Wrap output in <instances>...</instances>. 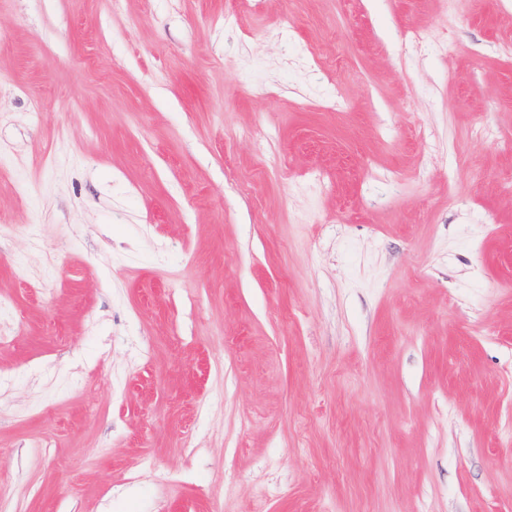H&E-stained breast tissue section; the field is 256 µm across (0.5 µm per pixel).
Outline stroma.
Instances as JSON below:
<instances>
[{
  "instance_id": "obj_1",
  "label": "stroma",
  "mask_w": 512,
  "mask_h": 512,
  "mask_svg": "<svg viewBox=\"0 0 512 512\" xmlns=\"http://www.w3.org/2000/svg\"><path fill=\"white\" fill-rule=\"evenodd\" d=\"M0 297L9 512H512V0H0Z\"/></svg>"
}]
</instances>
